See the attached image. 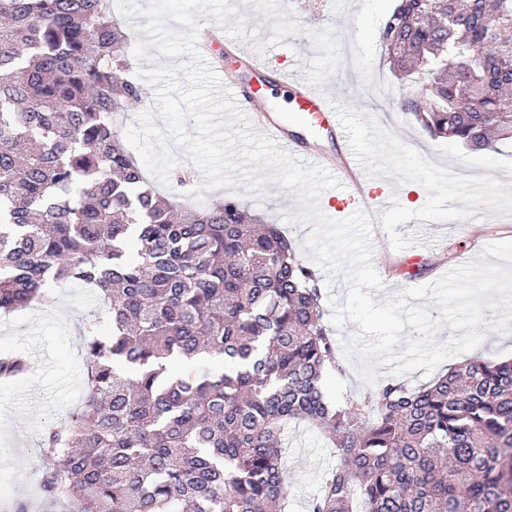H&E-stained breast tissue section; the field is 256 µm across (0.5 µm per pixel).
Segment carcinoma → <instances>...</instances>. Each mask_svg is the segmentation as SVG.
<instances>
[{
    "label": "carcinoma",
    "mask_w": 512,
    "mask_h": 512,
    "mask_svg": "<svg viewBox=\"0 0 512 512\" xmlns=\"http://www.w3.org/2000/svg\"><path fill=\"white\" fill-rule=\"evenodd\" d=\"M379 40L429 77L402 107L432 136L512 141V0H397ZM129 45L109 0H0V314L70 282L112 313L85 327L81 405L43 433L47 510L288 512L295 421L337 458L309 512H512V361L329 397L337 342L282 228L185 204L178 170L161 191L115 130L146 95ZM214 355L224 371L200 369ZM28 370L0 357V377Z\"/></svg>",
    "instance_id": "cac0c4a2"
}]
</instances>
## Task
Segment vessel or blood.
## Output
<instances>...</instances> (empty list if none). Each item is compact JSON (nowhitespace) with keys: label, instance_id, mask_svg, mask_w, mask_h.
Here are the masks:
<instances>
[{"label":"vessel or blood","instance_id":"obj_1","mask_svg":"<svg viewBox=\"0 0 512 512\" xmlns=\"http://www.w3.org/2000/svg\"><path fill=\"white\" fill-rule=\"evenodd\" d=\"M225 53L235 69L224 73L221 81L253 129L270 136L285 152L320 165L343 181V195L330 200L329 205L367 213L380 239L373 265L378 271H386L384 256L389 251V237L384 216L393 193L372 178L350 145L337 102L354 99V92H341L331 84L305 79L288 68L272 67L269 60L231 38L225 41ZM290 110L299 113L300 128L290 126L286 116Z\"/></svg>","mask_w":512,"mask_h":512}]
</instances>
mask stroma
Listing matches in <instances>:
<instances>
[{"instance_id": "35a3bbf8", "label": "stroma", "mask_w": 512, "mask_h": 512, "mask_svg": "<svg viewBox=\"0 0 512 512\" xmlns=\"http://www.w3.org/2000/svg\"><path fill=\"white\" fill-rule=\"evenodd\" d=\"M350 15L349 38L336 34V20L321 21L308 34L298 16L283 11L280 0H261L255 12L230 18L228 33L262 56L292 61L297 73L341 87L357 85L360 93L346 120L364 150L373 138L387 144L388 154L371 167L372 176L395 190L389 212L391 247L398 258L385 288L373 292L376 302L408 287L436 281L449 270L481 260L486 246L512 241V142L473 153L435 139L414 118L402 112L398 100L415 87L396 79L379 42V32L394 0H344ZM190 191L203 198L230 196L288 232L298 256L307 258L308 227L295 223L300 210L297 194L266 184L257 195L244 187L205 188L196 178ZM477 225H469V217ZM431 263L426 274L409 278L402 267L413 256ZM57 304L39 305L0 315V352L20 351L31 361L22 377L0 380V502L26 500L31 512H43L39 477L40 442L44 426L63 420L79 405L86 386L82 331L90 321L108 324L105 303L79 283L57 287ZM493 311H485L479 327L482 341L467 353L448 358L439 372L470 357L512 359V334L490 330ZM283 460L291 488L290 512H307L318 494L323 474L336 465L320 431L306 424H289L282 436Z\"/></svg>"}]
</instances>
